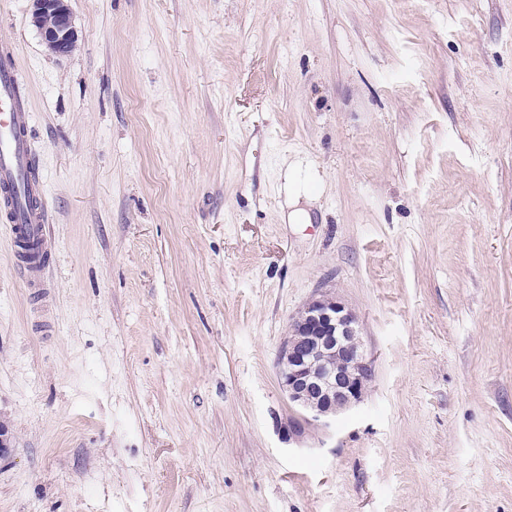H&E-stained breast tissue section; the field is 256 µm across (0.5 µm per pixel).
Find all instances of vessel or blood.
<instances>
[{"label": "vessel or blood", "instance_id": "b4317fda", "mask_svg": "<svg viewBox=\"0 0 512 512\" xmlns=\"http://www.w3.org/2000/svg\"><path fill=\"white\" fill-rule=\"evenodd\" d=\"M18 82L19 72L12 64L0 68V222L12 241L16 270L44 300L46 265L21 247L26 238L45 244L49 218L45 187L34 168L28 138L30 114L15 97Z\"/></svg>", "mask_w": 512, "mask_h": 512}]
</instances>
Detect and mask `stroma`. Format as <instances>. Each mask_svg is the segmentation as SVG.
Returning a JSON list of instances; mask_svg holds the SVG:
<instances>
[{"label": "stroma", "instance_id": "obj_1", "mask_svg": "<svg viewBox=\"0 0 512 512\" xmlns=\"http://www.w3.org/2000/svg\"><path fill=\"white\" fill-rule=\"evenodd\" d=\"M69 7L0 0L51 254L43 305L0 226V512H512V0ZM321 295L374 375L292 441ZM31 22L46 48L57 56L71 54L78 46V32L68 0H30ZM305 201L306 204H310L313 200V195L300 187V185L294 184L288 189V206L295 207L290 213L289 219L298 221L308 218V213L305 208L298 207L300 202Z\"/></svg>", "mask_w": 512, "mask_h": 512}]
</instances>
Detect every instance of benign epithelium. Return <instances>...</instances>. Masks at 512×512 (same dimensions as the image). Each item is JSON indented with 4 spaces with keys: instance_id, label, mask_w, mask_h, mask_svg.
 Instances as JSON below:
<instances>
[{
    "instance_id": "obj_1",
    "label": "benign epithelium",
    "mask_w": 512,
    "mask_h": 512,
    "mask_svg": "<svg viewBox=\"0 0 512 512\" xmlns=\"http://www.w3.org/2000/svg\"><path fill=\"white\" fill-rule=\"evenodd\" d=\"M31 22L46 48L57 56L78 46L68 0H30ZM278 375L299 415L288 422V438L301 437L311 425L327 427L336 414L361 401L373 372L356 317L340 301L321 296L292 322V335L278 358Z\"/></svg>"
}]
</instances>
